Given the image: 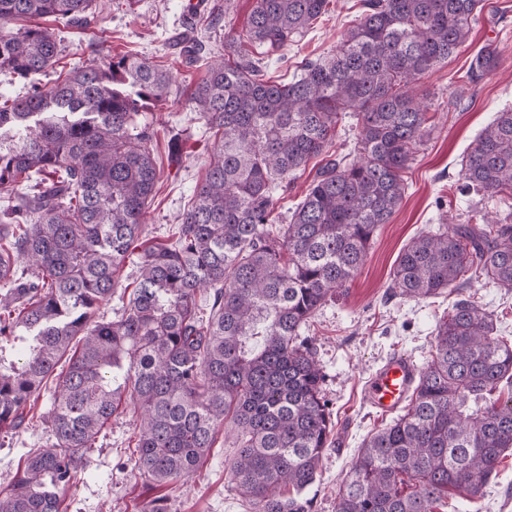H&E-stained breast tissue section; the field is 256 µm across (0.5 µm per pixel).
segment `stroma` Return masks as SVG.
<instances>
[{
	"mask_svg": "<svg viewBox=\"0 0 512 512\" xmlns=\"http://www.w3.org/2000/svg\"><path fill=\"white\" fill-rule=\"evenodd\" d=\"M253 6L254 0H97L90 25L63 33L57 71L69 70L97 48L113 55L130 52L152 58L173 75L168 100L153 113L158 139L152 148L160 181L147 208L143 246L169 241L179 213L205 175L213 139L190 101L202 70L182 61L176 43L190 29L210 49L222 51L224 29H244ZM217 11L223 15V30H206V19ZM361 12V0H330L325 14L286 48L285 58L270 57L269 76L284 82L299 77L306 61L335 50ZM489 43L497 50L499 65L478 83H469L470 64ZM414 92L430 103V134L405 174L408 191L380 228L364 265L304 330L317 350L323 393L336 417L335 440L309 491L315 512H335L336 492L364 438L387 422L364 398L370 376L394 353L425 366L435 322L448 309L444 295L422 301L390 295V273L398 254L413 237L437 228L441 221L480 224L487 218L501 221L512 216V199H482L460 192L463 156L498 112L512 107V0H485L468 41L429 70ZM469 293L494 314L499 335L512 340V291L478 281ZM50 398V391H42L27 414L26 427L0 441V487L9 483L26 449L47 443L41 416ZM137 420L130 407L113 416L106 434L93 446L91 466L63 491L66 512H141L144 503L160 496L167 498L170 512H249L248 503L228 481L235 454L231 428L218 430L193 481L180 487L158 486L139 474L130 457ZM436 512H512V455L502 460L498 479L484 488L481 498L474 501L453 492Z\"/></svg>",
	"mask_w": 512,
	"mask_h": 512,
	"instance_id": "stroma-1",
	"label": "stroma"
}]
</instances>
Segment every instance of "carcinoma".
Listing matches in <instances>:
<instances>
[{
    "label": "carcinoma",
    "instance_id": "cac0c4a2",
    "mask_svg": "<svg viewBox=\"0 0 512 512\" xmlns=\"http://www.w3.org/2000/svg\"><path fill=\"white\" fill-rule=\"evenodd\" d=\"M482 0H364L336 52L280 83L265 58L296 42L329 0H255L248 26L205 70L190 100L215 131L204 178L172 240L137 250L160 170L149 118L172 76L146 57L94 56L46 86L58 32L9 27L52 17L86 26L93 0H0V74L26 92L0 97V188L30 191L0 211V430L25 424L64 355L44 413L53 443L26 456L0 490V512H61V490L91 465L122 404L139 412L135 467L178 485L198 475L219 427L232 422L229 470L254 512H313L308 489L336 422L314 345L316 312L363 265L405 196L430 105L407 93L469 37ZM499 63L486 46L466 73ZM357 116L354 152L317 170L279 223L277 192ZM462 192L512 198V108L477 137ZM137 285L121 313L120 264ZM512 291V224H454L412 239L396 259L393 295L456 299L437 320L408 404L368 433L336 493V512H434L451 490L481 497L512 451V343L465 295L473 280ZM213 295L208 318L196 298Z\"/></svg>",
    "mask_w": 512,
    "mask_h": 512
}]
</instances>
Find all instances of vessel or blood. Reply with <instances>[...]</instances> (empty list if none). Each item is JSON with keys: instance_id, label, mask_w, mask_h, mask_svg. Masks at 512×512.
<instances>
[{"instance_id": "vessel-or-blood-1", "label": "vessel or blood", "mask_w": 512, "mask_h": 512, "mask_svg": "<svg viewBox=\"0 0 512 512\" xmlns=\"http://www.w3.org/2000/svg\"><path fill=\"white\" fill-rule=\"evenodd\" d=\"M419 374L418 366L406 355L389 356L370 377L366 396L382 414L396 412L405 403Z\"/></svg>"}]
</instances>
